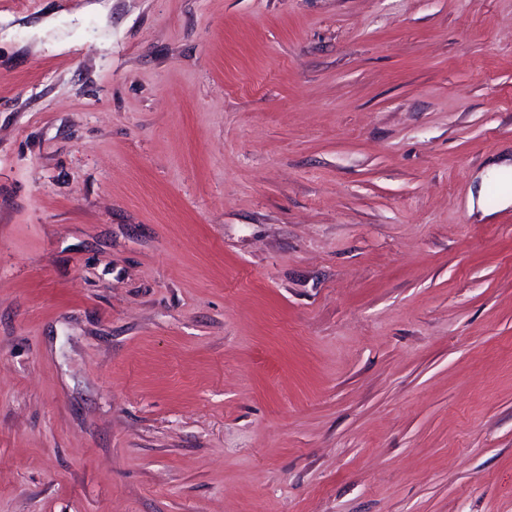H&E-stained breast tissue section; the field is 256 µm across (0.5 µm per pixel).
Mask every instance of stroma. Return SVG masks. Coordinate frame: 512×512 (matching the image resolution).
Returning a JSON list of instances; mask_svg holds the SVG:
<instances>
[{
    "instance_id": "35a3bbf8",
    "label": "stroma",
    "mask_w": 512,
    "mask_h": 512,
    "mask_svg": "<svg viewBox=\"0 0 512 512\" xmlns=\"http://www.w3.org/2000/svg\"><path fill=\"white\" fill-rule=\"evenodd\" d=\"M512 0H0V512H512Z\"/></svg>"
}]
</instances>
